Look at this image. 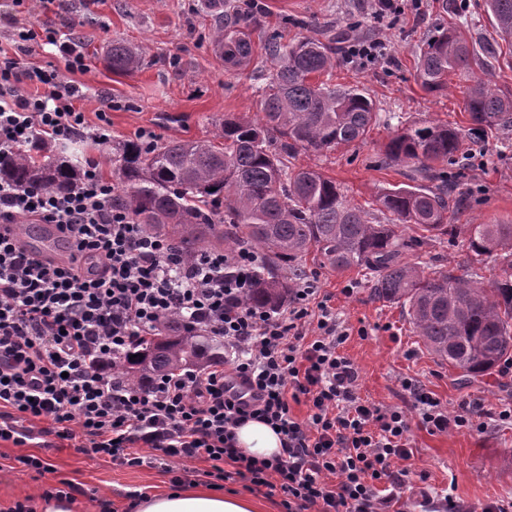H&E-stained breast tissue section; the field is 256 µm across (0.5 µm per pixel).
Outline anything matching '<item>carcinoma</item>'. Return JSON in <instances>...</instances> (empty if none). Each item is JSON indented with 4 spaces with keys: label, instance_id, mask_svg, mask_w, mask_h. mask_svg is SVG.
Instances as JSON below:
<instances>
[{
    "label": "carcinoma",
    "instance_id": "carcinoma-1",
    "mask_svg": "<svg viewBox=\"0 0 512 512\" xmlns=\"http://www.w3.org/2000/svg\"><path fill=\"white\" fill-rule=\"evenodd\" d=\"M501 39L512 41V0H486ZM340 33L322 40L301 36L288 43L279 34L265 43L274 64L262 89L261 117L226 118L220 141L179 140L160 145L130 141L122 147L117 206L139 224L178 243L188 257L206 250L249 245L263 262L246 300L279 309L289 283L280 274L304 275L302 258L312 249L336 270L359 268L371 279L373 296L403 307L427 351L465 377L483 376L512 354V224H466L468 249L493 259L496 275L486 288L455 269L427 272L404 260L405 251L432 236L450 235L453 209L462 196L448 178V162L463 139L494 127L512 131V91L482 77L469 86L464 110L468 127L432 121L403 126L384 147L390 163L417 165L427 185H402L381 193L376 204L386 223L347 200L335 181L293 163L299 150L323 153L364 138L378 113L357 86L315 78L336 67ZM211 40L224 67L246 70L253 58L250 19L233 5L212 28ZM416 80L428 93L448 90V76L471 69L474 54L457 29H442L418 47ZM112 70L142 63V49L114 42ZM24 186L68 190L76 165L42 161L20 149L0 156V179ZM410 224L420 235L402 237ZM224 362V341L180 328L164 319L140 347L122 357L116 371L142 386L153 375Z\"/></svg>",
    "mask_w": 512,
    "mask_h": 512
}]
</instances>
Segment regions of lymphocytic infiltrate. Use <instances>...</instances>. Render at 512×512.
Returning <instances> with one entry per match:
<instances>
[{"label":"lymphocytic infiltrate","instance_id":"obj_1","mask_svg":"<svg viewBox=\"0 0 512 512\" xmlns=\"http://www.w3.org/2000/svg\"><path fill=\"white\" fill-rule=\"evenodd\" d=\"M64 6L0 0V25L12 30L0 46V154L112 138L111 99L93 125L75 107L83 93L71 75L86 67L78 43L19 20ZM38 40L57 48L63 68L21 67ZM113 196L90 160L68 191L0 181V442L22 448L51 435L118 466L165 471L197 460L214 480L235 477L280 495L285 512H405L412 423L433 434L512 423V404L491 412L475 400L451 411L409 381L401 387L417 421L401 407L364 401L359 372L339 351L349 327L313 281L289 288L284 308L251 305L260 263L253 249L186 258ZM22 224L57 225L73 244L69 263L32 254L17 232ZM172 315L223 340V364L129 384L115 370L119 357ZM294 402L306 405L305 418L292 414ZM250 419L281 435L279 456L258 461L236 448L234 429Z\"/></svg>","mask_w":512,"mask_h":512}]
</instances>
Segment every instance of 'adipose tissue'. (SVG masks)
<instances>
[{"label": "adipose tissue", "mask_w": 512, "mask_h": 512, "mask_svg": "<svg viewBox=\"0 0 512 512\" xmlns=\"http://www.w3.org/2000/svg\"><path fill=\"white\" fill-rule=\"evenodd\" d=\"M235 434L238 448L248 456L264 459L282 450L279 435L264 423L247 422L237 427ZM133 507L135 512H257L250 499L201 486L148 495L135 500Z\"/></svg>", "instance_id": "1"}]
</instances>
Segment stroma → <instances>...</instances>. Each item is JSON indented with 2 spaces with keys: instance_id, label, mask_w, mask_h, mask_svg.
I'll return each mask as SVG.
<instances>
[{
  "instance_id": "35a3bbf8",
  "label": "stroma",
  "mask_w": 512,
  "mask_h": 512,
  "mask_svg": "<svg viewBox=\"0 0 512 512\" xmlns=\"http://www.w3.org/2000/svg\"><path fill=\"white\" fill-rule=\"evenodd\" d=\"M261 2L263 9L252 27L257 52L242 75L225 69L215 56L209 41L213 20L199 11L198 0H67L60 13L28 16L27 24L50 25L80 42L87 68L74 79L84 93L77 106L87 121L96 123L103 98L115 103L109 114L111 141L98 144L78 138L64 147V154L96 160L110 179L119 166L120 146L138 139L141 132L153 133L159 141L214 138L225 117L259 112L260 91L270 73L263 46L272 33L289 39L310 34L315 24L337 29L357 20L360 34L384 42L387 58L374 65L338 62L333 81L364 89L376 103L379 120L362 141L323 154L302 151L296 162L318 169L340 185L352 204L370 211L379 193L409 183L414 175L413 164L383 159V147L399 122L467 123V76L449 77L448 90L441 94L425 92L415 79L416 51L427 34L451 23L462 25L464 35L477 46L473 72L488 74L496 86L512 89V47L498 38L485 0H448L444 5L425 0L422 15L406 14L392 27L374 22L371 0ZM116 41L142 48L137 70L112 71L106 54ZM488 44L493 47L489 53L484 50ZM448 172L468 200L454 223L512 224V135L465 141L460 160L449 163ZM469 257L462 233L422 240L405 254L406 260L423 263L427 271L451 266L460 274L467 272ZM303 264L352 330L341 351L358 368L364 400L401 407L414 419L417 412L401 389L402 380L409 379L435 393L452 411L476 399L488 410L512 403V376L500 371L458 383L456 370L426 350L403 308L373 298L363 271L333 270L315 251ZM409 440L412 473L403 489L408 512H418L423 498L446 493L475 508L512 500V426L432 434L415 425ZM29 451L51 470L41 475L19 465L0 472V512L27 496H39L62 479L78 488L73 512H99L103 500L111 503L113 512H132L129 492L167 491L174 473L185 468L190 474L183 477V486L210 484L203 462H177L169 473L146 466L119 467L78 453L71 442L51 436L37 439Z\"/></svg>"
}]
</instances>
